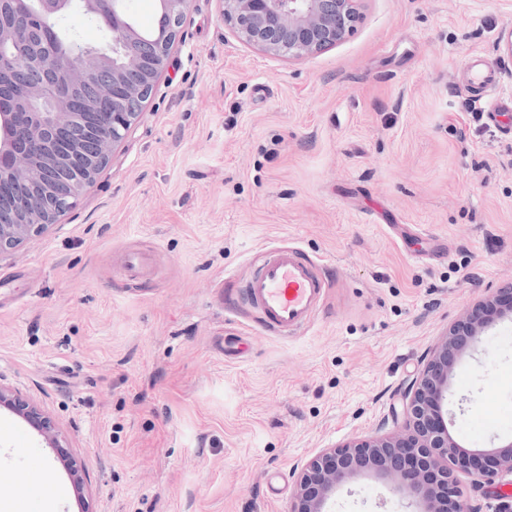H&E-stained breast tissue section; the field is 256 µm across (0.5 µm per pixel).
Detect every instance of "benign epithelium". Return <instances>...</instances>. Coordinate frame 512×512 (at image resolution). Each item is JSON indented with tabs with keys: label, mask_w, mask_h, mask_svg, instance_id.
I'll return each instance as SVG.
<instances>
[{
	"label": "benign epithelium",
	"mask_w": 512,
	"mask_h": 512,
	"mask_svg": "<svg viewBox=\"0 0 512 512\" xmlns=\"http://www.w3.org/2000/svg\"><path fill=\"white\" fill-rule=\"evenodd\" d=\"M360 0H224V22L260 51L301 59L335 46L351 33ZM107 0H80V13L104 16ZM112 0L107 43L83 45L58 21L73 0H0V253L14 249L75 205L110 162L167 69L190 0H160L168 24L149 43ZM32 80L12 92L15 72ZM512 298V283L457 320L429 349L401 401L404 434L371 436L324 448L293 470L288 512H325L336 486L361 471L400 479L399 489L421 512H466L457 474L475 488L512 474V448L461 453L443 425L441 400L457 354ZM0 406L29 420L61 447L49 417L0 385Z\"/></svg>",
	"instance_id": "1"
}]
</instances>
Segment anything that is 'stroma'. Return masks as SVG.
<instances>
[{
	"mask_svg": "<svg viewBox=\"0 0 512 512\" xmlns=\"http://www.w3.org/2000/svg\"><path fill=\"white\" fill-rule=\"evenodd\" d=\"M192 0L168 68L75 207L0 254V466L37 512H288L297 463L397 433L394 409L449 326L512 282V135L465 107L477 52L512 89V0H362L300 60L239 40ZM326 260L301 335L224 298L264 251ZM457 442H512V312L457 356ZM282 493L271 497L267 479ZM327 512H417L359 474ZM0 406L11 408L29 420L49 441L53 448H63L49 417L23 399L18 393L0 385Z\"/></svg>",
	"mask_w": 512,
	"mask_h": 512,
	"instance_id": "stroma-1",
	"label": "stroma"
}]
</instances>
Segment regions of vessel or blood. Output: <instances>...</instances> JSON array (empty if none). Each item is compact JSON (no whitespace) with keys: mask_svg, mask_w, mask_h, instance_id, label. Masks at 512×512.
<instances>
[{"mask_svg":"<svg viewBox=\"0 0 512 512\" xmlns=\"http://www.w3.org/2000/svg\"><path fill=\"white\" fill-rule=\"evenodd\" d=\"M465 83L490 126L500 127L503 118L512 116V94L500 91L497 70L481 55L468 58ZM328 286L321 264L300 249L276 248L252 268L238 296L257 313L265 331L289 337L311 323Z\"/></svg>","mask_w":512,"mask_h":512,"instance_id":"obj_1","label":"vessel or blood"}]
</instances>
